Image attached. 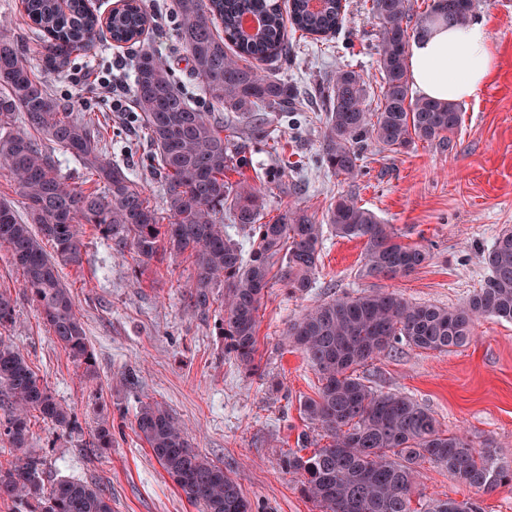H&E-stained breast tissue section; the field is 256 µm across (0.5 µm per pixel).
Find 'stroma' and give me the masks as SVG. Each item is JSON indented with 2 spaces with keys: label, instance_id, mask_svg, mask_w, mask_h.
I'll return each mask as SVG.
<instances>
[{
  "label": "stroma",
  "instance_id": "stroma-1",
  "mask_svg": "<svg viewBox=\"0 0 512 512\" xmlns=\"http://www.w3.org/2000/svg\"><path fill=\"white\" fill-rule=\"evenodd\" d=\"M153 21L147 39L178 86L203 110L210 99L198 94L177 38L173 0H145ZM370 0H346L345 22L331 42H295L280 74L304 96L297 117L279 116L268 135H237L248 161L242 173L270 192L265 216L291 207L320 215L333 196L348 191L386 224L402 243L430 253L416 271L395 278H362L364 242L325 230L316 286L305 294L269 289L259 310L258 358L251 373L225 354L217 316L201 317L184 298L194 268L182 257L158 255L135 268L130 258L85 226L81 267L61 269L93 354L95 373L74 362L54 342L23 288L22 275L0 246V289L16 304L15 320L0 328L30 366L78 416L83 431L72 434L40 417L31 419L30 454L44 461L43 483L79 479L99 485L112 512H202L185 498L135 432L141 403H163L188 429L196 451L223 467L239 485L252 512H323L302 493L300 475L282 460L300 434L320 440L322 432L303 417L300 405L315 397L319 378L301 351L286 340L290 321L318 303L360 292L387 291L410 301L453 307L488 276L482 253L504 230L512 229V0H479L476 17L489 32L494 59L489 80L477 97L460 103L462 124L453 150L416 142L391 151L369 147L355 181L323 164L320 142L325 111L313 93L336 70L349 67L367 82L370 111L382 103L377 65L379 24ZM134 50L104 41L95 53L73 54L61 71L44 79L70 101L78 115L98 117L112 141L111 157L130 165L157 207L165 190L151 168V151L136 145L132 123L119 122L112 100L88 83L90 67L131 62ZM381 392H400L431 412L442 428L491 443L512 461V323L493 317L477 321L468 345L450 353L395 345L359 371ZM112 426V445L88 452L100 420ZM413 512L434 500L479 496L486 512H512V490L474 491L458 484L431 462L417 466Z\"/></svg>",
  "mask_w": 512,
  "mask_h": 512
}]
</instances>
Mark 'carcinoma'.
Segmentation results:
<instances>
[{
    "mask_svg": "<svg viewBox=\"0 0 512 512\" xmlns=\"http://www.w3.org/2000/svg\"><path fill=\"white\" fill-rule=\"evenodd\" d=\"M309 0H174L177 36L200 80V92L214 110L229 112L255 138L265 135L259 112L296 109L293 84L273 73L272 65L290 57L287 27L301 36H334L344 19L340 0H325L322 10ZM416 0H372L380 24L378 47L383 105L366 108L368 90L352 69L336 71L318 91L326 111L321 155L336 176L346 180L361 172L362 150L371 142L407 149L416 141L454 148L461 122L457 105L411 93L408 71L410 40L433 23L465 25L476 17L477 0H431L414 14ZM29 29L42 41L38 55L22 53L16 40L0 36V169L14 183L26 217L14 203L0 198V245L22 271L23 288L36 304L49 333L70 357L92 373L93 354L75 311L63 266L83 260V226L92 225L117 254L139 267L161 253L185 255L197 275L186 296L191 307L208 311L213 288L223 284L221 326L225 350L247 370L256 372L258 311L273 287V268L282 251L287 262L279 283L291 293L315 287L323 241L322 224L342 238L365 241L359 276L408 275L430 257L425 248L404 244L390 224L382 223L352 194L330 203L322 219L305 209H289L267 222L268 187L242 177L231 151L233 135L210 118L177 86L152 47L141 42L151 23L142 0H130L108 29L112 41L139 44L134 79L138 112L134 122L153 149L156 172L165 183L164 217L130 168L107 158L102 127L74 114L36 71L55 72L74 53L88 54L103 42L100 24L71 0L61 11L56 0H22ZM260 16L264 28L245 33L242 19ZM291 25H286V22ZM79 160L93 188L69 184L61 175L55 151ZM254 239L249 254L224 225ZM52 243L54 253L45 250ZM489 275L481 288L455 307L413 303L386 291L343 295L321 302L288 326L287 336L318 373L317 397L301 403L310 424L329 442L307 458L289 450L283 468L304 477L302 491L326 512H413L415 465L428 459L457 482L478 490L512 488V464L501 460L491 443L477 448L465 436L441 428L424 406L409 396L379 392L357 371L396 343L438 353L467 345L476 321L484 316L512 322V230H505L483 254ZM15 302L0 290V326L12 323ZM0 409L7 418L0 441L28 447L30 416L70 433L82 425L71 407L47 389L24 356L0 336ZM138 436L186 499L203 512H251L237 483L197 453L178 421L159 402H148L135 416ZM44 460L24 454L0 467V498L33 499L41 512H112L102 489L81 480L42 484ZM426 512H486L482 501L468 497L432 503Z\"/></svg>",
    "mask_w": 512,
    "mask_h": 512,
    "instance_id": "1",
    "label": "carcinoma"
}]
</instances>
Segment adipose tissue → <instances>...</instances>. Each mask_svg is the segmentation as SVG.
Listing matches in <instances>:
<instances>
[{
    "mask_svg": "<svg viewBox=\"0 0 512 512\" xmlns=\"http://www.w3.org/2000/svg\"><path fill=\"white\" fill-rule=\"evenodd\" d=\"M493 59L486 27L436 22L409 47V74L422 96L451 103L467 101L484 87Z\"/></svg>",
    "mask_w": 512,
    "mask_h": 512,
    "instance_id": "obj_1",
    "label": "adipose tissue"
}]
</instances>
